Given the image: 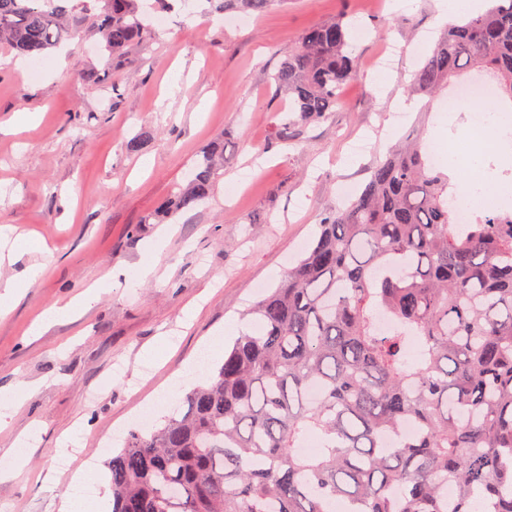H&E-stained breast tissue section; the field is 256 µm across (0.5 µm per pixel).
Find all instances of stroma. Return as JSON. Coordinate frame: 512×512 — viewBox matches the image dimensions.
Listing matches in <instances>:
<instances>
[{
  "label": "stroma",
  "instance_id": "stroma-1",
  "mask_svg": "<svg viewBox=\"0 0 512 512\" xmlns=\"http://www.w3.org/2000/svg\"><path fill=\"white\" fill-rule=\"evenodd\" d=\"M342 15L354 23L360 73L337 112L282 144L274 123L283 102L269 77L304 29ZM165 16L166 29L131 46L111 80L91 78L102 68L95 35L40 60L0 46V125L24 110L39 115L33 128L0 133V226L24 237L0 279L46 267L0 313V392L39 386L0 424V512H59L70 490L58 466L66 442L76 447L70 468L99 465L142 415L156 423L182 405L219 364L212 338L275 287L323 214L345 205L341 186H362L398 140L430 138L448 120L453 146L478 148L465 113L424 111L402 79L444 25L439 0H289L230 25L198 0ZM383 59L386 83L373 71ZM134 137L142 148L131 153ZM217 139L234 193L216 185L207 203L148 223ZM164 227L171 237L156 258L150 246ZM153 259L152 279L133 278ZM94 283L104 292L30 337L43 311ZM146 347L155 359L142 358ZM21 437L17 468L11 450Z\"/></svg>",
  "mask_w": 512,
  "mask_h": 512
}]
</instances>
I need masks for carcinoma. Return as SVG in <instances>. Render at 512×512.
<instances>
[{"label":"carcinoma","mask_w":512,"mask_h":512,"mask_svg":"<svg viewBox=\"0 0 512 512\" xmlns=\"http://www.w3.org/2000/svg\"><path fill=\"white\" fill-rule=\"evenodd\" d=\"M208 2L246 13L280 0ZM143 8L0 0V43L40 58L97 32L110 66L150 38ZM352 29L345 17L311 25L271 75L288 101L281 139L341 106L358 71ZM473 70L512 105V0L448 24L408 90L433 97ZM222 177L215 141L155 217L207 202ZM455 189L418 142L377 161L248 310L260 330L234 340L187 408L131 431L104 463L110 512H512V212L457 224ZM307 439L316 452H296Z\"/></svg>","instance_id":"1"}]
</instances>
